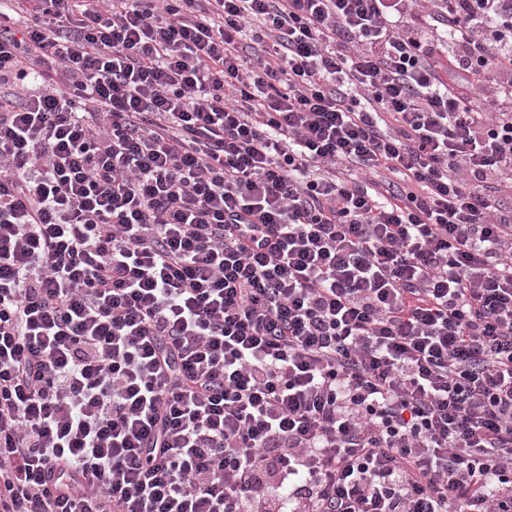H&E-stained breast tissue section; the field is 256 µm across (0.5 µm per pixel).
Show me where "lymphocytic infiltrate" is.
<instances>
[{
    "instance_id": "lymphocytic-infiltrate-1",
    "label": "lymphocytic infiltrate",
    "mask_w": 512,
    "mask_h": 512,
    "mask_svg": "<svg viewBox=\"0 0 512 512\" xmlns=\"http://www.w3.org/2000/svg\"><path fill=\"white\" fill-rule=\"evenodd\" d=\"M507 187L512 0H0V512H512Z\"/></svg>"
}]
</instances>
